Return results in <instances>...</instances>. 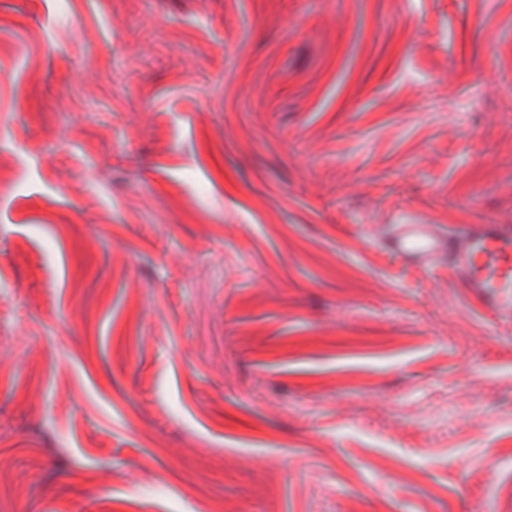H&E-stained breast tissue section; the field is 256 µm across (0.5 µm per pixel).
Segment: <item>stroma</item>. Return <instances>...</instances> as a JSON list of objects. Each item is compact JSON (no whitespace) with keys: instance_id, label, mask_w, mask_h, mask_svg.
<instances>
[{"instance_id":"stroma-1","label":"stroma","mask_w":512,"mask_h":512,"mask_svg":"<svg viewBox=\"0 0 512 512\" xmlns=\"http://www.w3.org/2000/svg\"><path fill=\"white\" fill-rule=\"evenodd\" d=\"M405 219L512 223V0H0V512H512Z\"/></svg>"}]
</instances>
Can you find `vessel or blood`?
Listing matches in <instances>:
<instances>
[{
  "instance_id": "obj_1",
  "label": "vessel or blood",
  "mask_w": 512,
  "mask_h": 512,
  "mask_svg": "<svg viewBox=\"0 0 512 512\" xmlns=\"http://www.w3.org/2000/svg\"><path fill=\"white\" fill-rule=\"evenodd\" d=\"M384 249L410 266L451 267L461 288L498 322L512 324V224H466L444 233L415 221L376 231Z\"/></svg>"
}]
</instances>
